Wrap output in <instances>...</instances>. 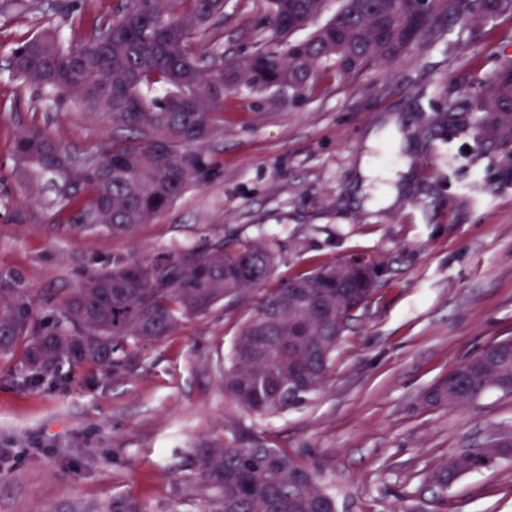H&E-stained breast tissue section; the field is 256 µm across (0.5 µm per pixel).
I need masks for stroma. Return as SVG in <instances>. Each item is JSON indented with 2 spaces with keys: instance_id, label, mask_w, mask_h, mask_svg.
Instances as JSON below:
<instances>
[{
  "instance_id": "obj_1",
  "label": "stroma",
  "mask_w": 512,
  "mask_h": 512,
  "mask_svg": "<svg viewBox=\"0 0 512 512\" xmlns=\"http://www.w3.org/2000/svg\"><path fill=\"white\" fill-rule=\"evenodd\" d=\"M0 0V269L18 272L40 317L92 272L217 236L276 239L269 280L350 255L382 261L376 296L336 351L325 390L275 416L225 396L224 360L252 307L225 301L172 335L139 344L131 366L64 367L23 380L0 361V512H200L183 464L202 437L264 436L303 460L337 512H512V461L429 480L448 454L512 435V395L487 390L455 408L427 405L432 387L489 344L512 337V179L498 144L427 136L435 111L512 60V23L461 19L447 42L302 94H228L221 134L203 150L212 176L133 235L79 237L31 194L14 163L18 133L47 128L69 150L116 135L102 114L41 101L10 74L16 44L45 27L85 35L118 0ZM264 0H227L223 49L249 52Z\"/></svg>"
}]
</instances>
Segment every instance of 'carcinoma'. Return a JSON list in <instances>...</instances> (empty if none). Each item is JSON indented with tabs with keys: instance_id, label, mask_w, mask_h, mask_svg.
I'll use <instances>...</instances> for the list:
<instances>
[{
	"instance_id": "obj_1",
	"label": "carcinoma",
	"mask_w": 512,
	"mask_h": 512,
	"mask_svg": "<svg viewBox=\"0 0 512 512\" xmlns=\"http://www.w3.org/2000/svg\"><path fill=\"white\" fill-rule=\"evenodd\" d=\"M326 0H265L270 36L251 52L227 59L219 24L226 0H119L83 37L63 41L42 33L11 52L12 75L47 100L62 95L131 132L78 155L39 127L22 132L15 157L26 182L45 188L46 205L76 234H132L160 215L191 184L209 176L202 153L217 136L224 96L238 88L262 94L302 92L327 63L342 78L392 61L420 41L434 44L448 29L442 19L468 15L467 0H338L335 15L296 38ZM480 17L512 20V0H483ZM478 92L437 113L434 139L468 135L480 145L512 133V62ZM482 120L468 124L464 116ZM275 241L216 237L193 249L147 259H122L88 275L49 324L37 314L23 277L0 270V360L18 359L33 380L67 363L118 367L131 347L160 341L180 323L247 293L254 311L243 323L224 393L248 413L278 415L304 405L326 386L349 322L377 289H359L336 323V265L300 272L276 288L263 284L279 260ZM304 286L300 299L290 285ZM512 339L492 343L437 382L429 404L471 403L486 390L509 393ZM187 482L204 512H336L316 474L288 450L252 436L204 439L190 451ZM481 468L473 452L450 454L430 479L441 489Z\"/></svg>"
}]
</instances>
